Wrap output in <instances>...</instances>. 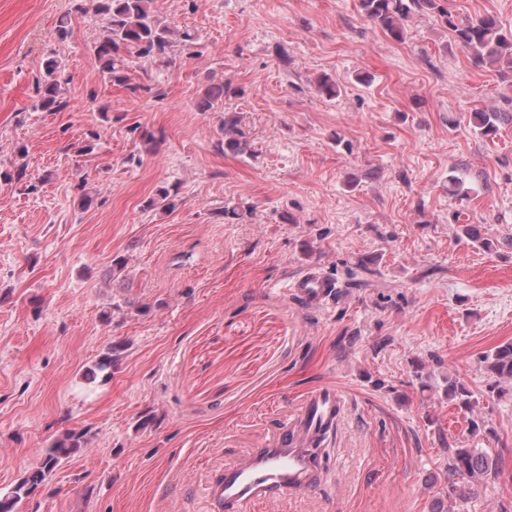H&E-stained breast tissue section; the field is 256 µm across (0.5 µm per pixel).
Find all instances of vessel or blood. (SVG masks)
Listing matches in <instances>:
<instances>
[{
  "instance_id": "vessel-or-blood-1",
  "label": "vessel or blood",
  "mask_w": 512,
  "mask_h": 512,
  "mask_svg": "<svg viewBox=\"0 0 512 512\" xmlns=\"http://www.w3.org/2000/svg\"><path fill=\"white\" fill-rule=\"evenodd\" d=\"M290 290L302 303L321 307L333 285L313 268L292 281ZM346 410L347 401L335 387L308 393L299 413L275 435L226 462L210 479V512H250L256 503L319 488L325 476L312 450L336 434Z\"/></svg>"
}]
</instances>
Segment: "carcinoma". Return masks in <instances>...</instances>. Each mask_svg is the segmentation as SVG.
I'll return each mask as SVG.
<instances>
[{
	"label": "carcinoma",
	"instance_id": "obj_1",
	"mask_svg": "<svg viewBox=\"0 0 512 512\" xmlns=\"http://www.w3.org/2000/svg\"><path fill=\"white\" fill-rule=\"evenodd\" d=\"M72 11L90 14L99 21L103 36L94 47L95 64L112 84L121 86L136 96L149 93L152 88L130 82L129 70L143 68L173 54L174 48H186L195 43L189 30L177 32L156 16L153 0H72ZM364 16L396 41L404 37L401 20L415 11L427 9L436 13L441 22L452 31L454 41L470 56L477 68L505 67L512 71V29L505 30L498 18L483 14L468 21H458L442 0H359ZM65 65L54 52L43 61L41 76L37 79L38 100L35 108L43 112H57L66 106L59 98ZM224 97V84L207 85L198 99L197 108L209 112ZM505 116L497 112L473 113V128L482 136L497 132L498 123ZM224 139L221 147L226 152H251V143L239 128V119L232 113L224 115ZM121 346L112 345L103 353L95 368L112 373L119 361ZM480 363L489 379L497 382L512 380V341L485 354ZM448 400L471 411L479 400L456 377H448ZM84 443L83 435L67 432L57 438L42 455L40 467L28 475L8 493L0 494V512H16L17 505L28 498L64 459L69 458ZM499 475L497 456L485 448H469L462 444L448 449V487L436 500L433 512H461V503L493 483Z\"/></svg>",
	"mask_w": 512,
	"mask_h": 512
}]
</instances>
